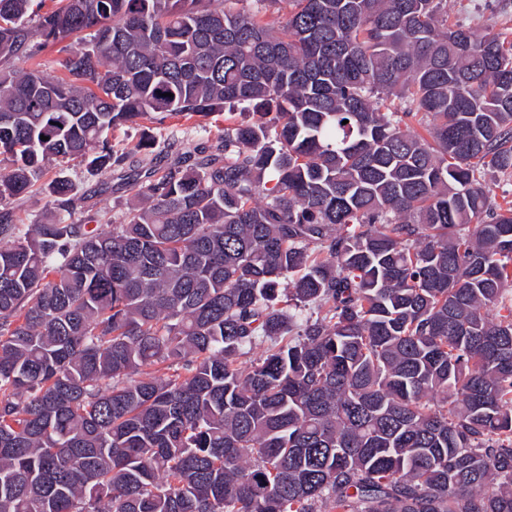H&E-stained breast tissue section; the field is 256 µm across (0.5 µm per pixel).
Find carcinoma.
<instances>
[{"label": "carcinoma", "mask_w": 512, "mask_h": 512, "mask_svg": "<svg viewBox=\"0 0 512 512\" xmlns=\"http://www.w3.org/2000/svg\"><path fill=\"white\" fill-rule=\"evenodd\" d=\"M280 2L0 0V512H512L509 31ZM215 116L123 222H13ZM37 188L15 199L11 205L16 224H37L45 216L48 197Z\"/></svg>", "instance_id": "1"}]
</instances>
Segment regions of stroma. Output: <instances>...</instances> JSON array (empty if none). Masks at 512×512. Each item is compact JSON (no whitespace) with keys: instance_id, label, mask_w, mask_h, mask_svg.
Wrapping results in <instances>:
<instances>
[{"instance_id":"35a3bbf8","label":"stroma","mask_w":512,"mask_h":512,"mask_svg":"<svg viewBox=\"0 0 512 512\" xmlns=\"http://www.w3.org/2000/svg\"><path fill=\"white\" fill-rule=\"evenodd\" d=\"M450 19L471 22L476 34H483L487 27L512 22V0H448ZM223 121H208L206 126H198L174 118L161 128L148 129L147 126H124L113 131L111 142L117 148L129 152L128 168L122 170L90 171L84 165L72 163L66 168L49 166L43 176L51 181L58 171H66L76 187V206L71 220L76 224H117L132 198L129 176L132 166L138 165L143 157L137 145L145 134H153L166 150L157 159L159 168L176 162L183 153L197 147L212 146L217 141Z\"/></svg>"}]
</instances>
